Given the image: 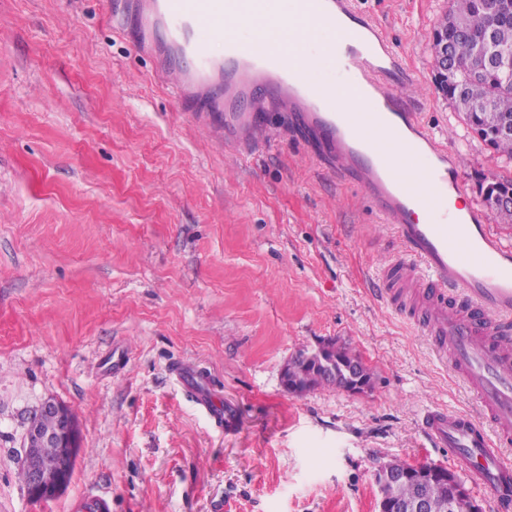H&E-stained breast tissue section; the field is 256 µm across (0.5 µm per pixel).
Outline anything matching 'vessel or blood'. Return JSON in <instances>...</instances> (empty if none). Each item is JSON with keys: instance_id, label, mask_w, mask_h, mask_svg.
I'll return each mask as SVG.
<instances>
[{"instance_id": "obj_1", "label": "vessel or blood", "mask_w": 512, "mask_h": 512, "mask_svg": "<svg viewBox=\"0 0 512 512\" xmlns=\"http://www.w3.org/2000/svg\"><path fill=\"white\" fill-rule=\"evenodd\" d=\"M112 25L134 28L135 45L160 63L192 111L219 117L225 143L257 140L261 116L245 109L257 93L290 113L318 141L340 180L365 190L391 224L402 252L385 265L373 294L412 318L434 354L451 364L482 410L483 421L441 407L426 409L421 427L447 449L454 466L487 489L496 512H512V245L495 236L484 209L469 203L445 223L462 195V168L445 144L423 130L405 89L397 51L381 24L355 0H112ZM324 21L322 46L336 72L324 81L316 64L288 52L297 34L289 17ZM248 37H241L239 27ZM224 45L214 56V41ZM353 90L367 105L341 112ZM172 372L193 391L215 425L224 409L204 389V374L180 363Z\"/></svg>"}]
</instances>
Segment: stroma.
<instances>
[{"label": "stroma", "mask_w": 512, "mask_h": 512, "mask_svg": "<svg viewBox=\"0 0 512 512\" xmlns=\"http://www.w3.org/2000/svg\"><path fill=\"white\" fill-rule=\"evenodd\" d=\"M398 51L423 125L462 156L466 197L512 176L434 84L451 0H357ZM225 147L106 0H0V512H377L379 463L447 465L419 418L479 416L452 368L371 293L392 227L268 115ZM334 338L375 373L364 395L282 384ZM200 366L232 423L171 374ZM78 420L66 491L33 503L16 473L44 399Z\"/></svg>", "instance_id": "stroma-1"}]
</instances>
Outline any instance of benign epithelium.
<instances>
[{"label": "benign epithelium", "mask_w": 512, "mask_h": 512, "mask_svg": "<svg viewBox=\"0 0 512 512\" xmlns=\"http://www.w3.org/2000/svg\"><path fill=\"white\" fill-rule=\"evenodd\" d=\"M45 417L55 421L54 428L41 427ZM79 450L80 435L72 411L62 402L45 399L27 418L23 435L21 468L27 496L42 503L56 499L68 484ZM374 481L381 485L410 483L417 490L406 504L381 498L378 512H430L431 488L439 484L448 485L450 510L458 499L472 497L469 488L452 470L439 466L395 469L382 463L374 472Z\"/></svg>", "instance_id": "benign-epithelium-1"}]
</instances>
